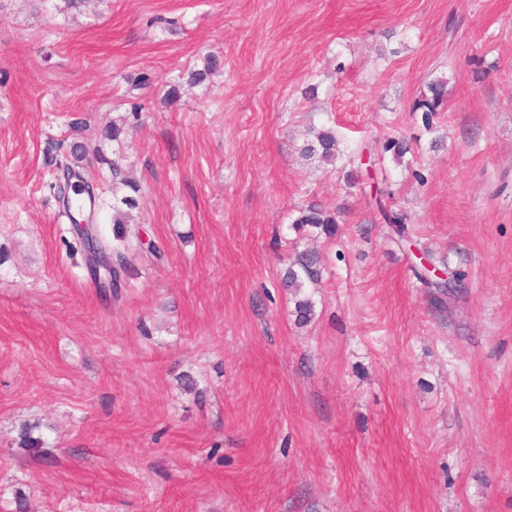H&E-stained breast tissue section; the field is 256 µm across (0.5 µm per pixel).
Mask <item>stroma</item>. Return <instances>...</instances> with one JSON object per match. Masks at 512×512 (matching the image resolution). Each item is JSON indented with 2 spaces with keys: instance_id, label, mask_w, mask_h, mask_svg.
<instances>
[{
  "instance_id": "1",
  "label": "stroma",
  "mask_w": 512,
  "mask_h": 512,
  "mask_svg": "<svg viewBox=\"0 0 512 512\" xmlns=\"http://www.w3.org/2000/svg\"><path fill=\"white\" fill-rule=\"evenodd\" d=\"M134 112L163 257L106 295L52 185ZM325 123L340 155L307 163ZM378 189L466 274L446 310ZM310 202L339 230L301 324L282 260ZM0 512H512V0H0ZM447 83L443 78L431 80L426 85V91L413 105V111L423 112L422 120L427 127L431 126L433 116L444 106L448 95ZM376 206L379 213V219L384 221V224H388L391 231L398 237V242H405L408 245H417L413 243L409 237L407 225V216L401 212L392 210L391 213H387L382 206L380 199H376ZM420 250L419 248H417Z\"/></svg>"
}]
</instances>
